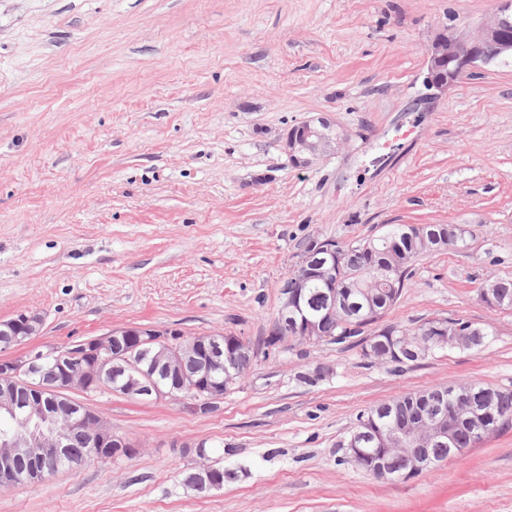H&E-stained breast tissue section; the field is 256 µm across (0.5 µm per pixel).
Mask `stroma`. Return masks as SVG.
Listing matches in <instances>:
<instances>
[{
  "instance_id": "stroma-1",
  "label": "stroma",
  "mask_w": 512,
  "mask_h": 512,
  "mask_svg": "<svg viewBox=\"0 0 512 512\" xmlns=\"http://www.w3.org/2000/svg\"><path fill=\"white\" fill-rule=\"evenodd\" d=\"M494 0H0V321L33 344L121 327L269 335L313 239L461 224L418 261L382 325L485 327L486 344L395 367L286 339L207 414L181 400L81 395L132 458L0 487V512H512V429L409 480L342 461L357 415L454 382L512 390V61L444 94L423 84L435 33ZM324 116L346 143L311 168L280 147ZM324 368L317 384L302 372ZM223 460L222 489L183 476ZM489 294L496 300L499 308H512V280H500L486 285L480 291V297L483 301L484 295Z\"/></svg>"
}]
</instances>
